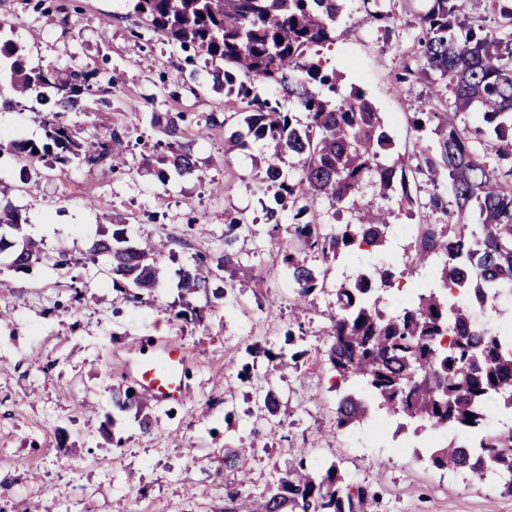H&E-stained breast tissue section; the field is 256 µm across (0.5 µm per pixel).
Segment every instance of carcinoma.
<instances>
[{"label": "carcinoma", "instance_id": "cac0c4a2", "mask_svg": "<svg viewBox=\"0 0 512 512\" xmlns=\"http://www.w3.org/2000/svg\"><path fill=\"white\" fill-rule=\"evenodd\" d=\"M181 49H193L206 61H220L213 78L236 89L239 103L227 105L224 130L228 149L259 144L269 155L263 183L272 192L266 207L267 235L275 240L282 211H288V245L275 248L272 269L288 273L295 307L305 308L336 260L355 251L385 255L392 243L390 211L361 201L370 183L385 203L396 196L410 207L452 214L441 224L416 225L414 240L403 246L411 264L431 269L437 287L414 290L393 310L380 307L383 292L395 286L389 264L361 270L336 284L335 308L328 312L327 345L321 355L342 381L356 389L336 403V429H353L385 409L416 429L431 427L469 431L473 446H440L430 460L438 469L490 474L502 493L512 496V429L486 427L490 400L512 410V339L494 326L477 321L472 311L488 299L512 297V0H485L484 10L464 0H426L417 14L424 33L417 73L432 85L431 95L411 113L419 133L416 165L396 153L385 120L366 93L346 90L341 75L326 71L311 49L336 36L344 0H128ZM495 26L488 28L487 19ZM0 77L8 79L15 98L48 106L42 113L44 138L12 144L14 155L95 166L120 158L126 135L116 129L85 145L76 139L65 114L76 112L93 92L96 74L56 71L26 64L24 49L4 36L0 23ZM279 86L291 107L283 110L260 95L258 88ZM475 111L483 126L470 130L462 115ZM182 113L166 119V153L156 170L149 159L141 168L166 185L191 176L198 167L191 148L182 142ZM423 176L436 185L448 180L451 199L432 195L425 203L410 192ZM353 219L323 230L318 206ZM453 210H448V206ZM21 215L0 207V253L11 250L9 267L28 271L50 257L31 239L18 249L5 230H20ZM258 230L243 218H232L224 231V254L216 265L205 259L181 271L185 295L205 290L217 268L229 273V288L251 287L237 276L241 240ZM166 245L126 244L124 230L96 241L91 253L110 266L112 285L136 307L143 292L153 291ZM321 261L316 267L312 260ZM288 329L284 345L263 349L270 360L298 368L311 357L295 349ZM259 418L278 419L281 402L270 386L259 385ZM146 400L129 390H112L120 411L141 412ZM474 418H469V415ZM376 494L366 485L345 479L335 464L322 470L300 459L273 479L264 494L229 490L224 512H370Z\"/></svg>", "mask_w": 512, "mask_h": 512}]
</instances>
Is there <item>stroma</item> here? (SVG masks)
<instances>
[{"instance_id": "1", "label": "stroma", "mask_w": 512, "mask_h": 512, "mask_svg": "<svg viewBox=\"0 0 512 512\" xmlns=\"http://www.w3.org/2000/svg\"><path fill=\"white\" fill-rule=\"evenodd\" d=\"M0 0V22L23 47L31 64L76 70L120 71L122 80L102 85L83 109L66 116L78 139L89 142L118 129L127 135L125 171L108 165H62L34 159L36 188L19 181L20 162L0 154L5 198L21 211L18 239L39 242L48 255L67 251V264L34 266L17 273L0 265V512H223L224 452L240 445L252 453L241 466L246 491L260 493L275 471L288 468L292 449L311 443L309 461L338 465L351 481L378 494L372 512H512V496L493 478L434 469L423 433L400 428L397 418L363 432L334 430L336 377L324 362L270 370L249 346L278 348L292 319L306 332L300 346L322 347L335 301L333 286L316 290L300 316L291 312L292 288L285 272L272 269L271 250L239 242L242 262L256 288L228 291L209 280L191 297L204 326L191 329L172 311L179 304L181 269L193 257L216 259L224 250L228 219L244 216L265 230L261 185L264 160L258 145L224 150L222 86L209 77L210 63L189 59L133 13L127 0ZM390 23L365 20L363 0H347L333 42L319 48L327 68L343 86L362 88L383 115L399 152L418 135L408 117L431 89L415 68L422 30L418 0H380ZM185 115V137L202 171L162 186L138 175L143 159L161 154L165 136L152 113ZM38 141L40 118L25 100L0 108V145L14 133ZM126 228L130 243L163 239L168 252L150 304L128 306L112 287L106 264L87 252L113 222ZM83 286L74 299L72 286ZM170 341L188 354L190 396L176 404H149L152 432H142L134 411L112 405V389L128 386L125 362L146 339ZM269 377L289 415L273 425L253 415L250 379Z\"/></svg>"}]
</instances>
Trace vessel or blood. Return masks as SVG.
<instances>
[{"mask_svg": "<svg viewBox=\"0 0 512 512\" xmlns=\"http://www.w3.org/2000/svg\"><path fill=\"white\" fill-rule=\"evenodd\" d=\"M136 391L158 403L181 402L190 388L185 379L187 353L179 345H154L150 354H135L125 364Z\"/></svg>", "mask_w": 512, "mask_h": 512, "instance_id": "vessel-or-blood-1", "label": "vessel or blood"}]
</instances>
